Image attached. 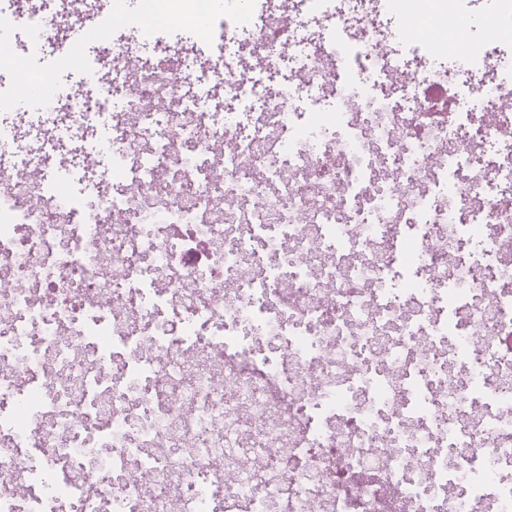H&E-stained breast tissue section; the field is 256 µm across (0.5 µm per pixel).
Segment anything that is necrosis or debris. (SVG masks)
Returning a JSON list of instances; mask_svg holds the SVG:
<instances>
[{"instance_id":"obj_1","label":"necrosis or debris","mask_w":512,"mask_h":512,"mask_svg":"<svg viewBox=\"0 0 512 512\" xmlns=\"http://www.w3.org/2000/svg\"><path fill=\"white\" fill-rule=\"evenodd\" d=\"M182 2L207 70L138 0L160 55L128 71L105 22L94 96L35 66L86 19L0 5V178L36 173L0 195V512H512V52L428 24L463 0H294L317 41ZM69 145L81 176L48 166ZM85 37L87 46L99 51V54L101 55V66L98 79L99 90L102 85L107 84L108 76L112 70V57L107 54V40L92 24H87L85 28Z\"/></svg>"}]
</instances>
